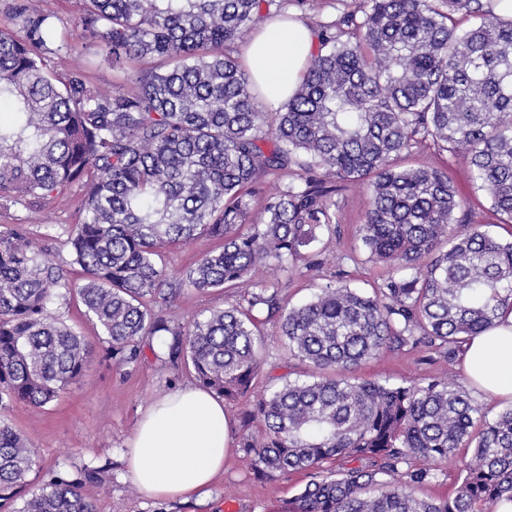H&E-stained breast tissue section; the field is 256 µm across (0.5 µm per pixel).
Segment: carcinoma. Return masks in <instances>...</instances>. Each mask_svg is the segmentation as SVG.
<instances>
[{
  "mask_svg": "<svg viewBox=\"0 0 512 512\" xmlns=\"http://www.w3.org/2000/svg\"><path fill=\"white\" fill-rule=\"evenodd\" d=\"M291 0H84L75 34L98 42L112 66L153 57L169 64L112 94L81 69L53 73L69 48L52 40V17L36 0H13L21 32L0 29V201L58 196L81 185L83 218L68 232L72 285L62 266L19 230L0 233V411L41 408L80 382L92 348L49 307L76 290L116 364L137 361L156 341L169 361H191L199 386L227 401L261 373L260 319L279 323L305 381L280 378L243 416L254 475L306 471L289 512H494L512 500V406L495 417L446 378L391 384L324 377L407 344L452 361L466 337L512 310V239L470 222L447 172L394 160L428 146L462 155L512 223V17L482 0H370L319 31V47L279 111L260 104L237 47L264 18L288 19ZM482 22L461 34L454 15ZM272 182L260 221L246 224L245 196ZM349 185L367 188L358 235L393 267L371 295L338 281L308 303L285 301L277 281L255 280L259 264L307 261L317 230L335 223ZM201 236L223 241L178 280L160 249ZM237 286L242 302L201 313L184 327L148 302ZM462 459L452 497L419 499L436 474L418 460ZM35 452L0 418V508L96 512L82 494L102 470L31 486ZM391 477L381 481L379 477Z\"/></svg>",
  "mask_w": 512,
  "mask_h": 512,
  "instance_id": "carcinoma-1",
  "label": "carcinoma"
}]
</instances>
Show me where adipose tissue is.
I'll use <instances>...</instances> for the list:
<instances>
[{
    "label": "adipose tissue",
    "mask_w": 512,
    "mask_h": 512,
    "mask_svg": "<svg viewBox=\"0 0 512 512\" xmlns=\"http://www.w3.org/2000/svg\"><path fill=\"white\" fill-rule=\"evenodd\" d=\"M316 40L303 21H266L241 47L244 69L271 107L297 89ZM462 367L470 387L491 401L512 402V313L471 337L463 346ZM229 446L223 403L193 385L176 389L150 406L128 443L127 472L140 494L170 500L209 496L224 470Z\"/></svg>",
    "instance_id": "ef3b65f1"
}]
</instances>
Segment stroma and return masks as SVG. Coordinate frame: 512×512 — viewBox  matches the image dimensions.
Segmentation results:
<instances>
[{
    "instance_id": "1",
    "label": "stroma",
    "mask_w": 512,
    "mask_h": 512,
    "mask_svg": "<svg viewBox=\"0 0 512 512\" xmlns=\"http://www.w3.org/2000/svg\"><path fill=\"white\" fill-rule=\"evenodd\" d=\"M83 0H40L39 6L53 16L57 37L67 39L70 47L52 59L57 75L80 68L93 87L127 93L134 89L136 73L158 67L157 59L146 57L126 69L112 68L104 59L101 47L94 41L74 35L73 23L82 11ZM400 166H431L447 171L463 201L462 213L491 234L505 238L512 229L503 224L493 211L487 195L479 190L467 162L459 156L430 146L421 153L400 159ZM79 188L48 199H25L17 203H0V231L20 229L45 247L59 263L70 260L66 245L67 233L80 222ZM368 195L365 189L349 187L336 197V224L322 229L313 245L321 266L307 270L298 265L290 273L272 266L257 267L258 279H276L289 304L300 305L312 298L317 289L329 280H341L350 287L372 292L388 275L385 264L372 261L362 246L356 230L364 220ZM237 289L183 291L172 302H151L153 313L171 321L186 324L205 311L223 309L238 303ZM55 315L74 327L94 348V355L83 379L69 386L51 404L34 408L15 403L6 411L9 423L27 439L37 452L38 465L29 475L40 483L53 475L71 477L83 467L103 469L108 491L92 484L85 485V495L93 499L97 512H288L290 501L306 484L305 473L296 472L276 480L257 478L242 460L239 444L245 432L243 412L249 398L225 404L230 432V452L206 504L196 499L153 500L143 498L130 480L123 462L126 443L142 414L157 399L186 384H195L191 365L181 360L170 363L144 350L141 358L129 365L106 360L107 344L99 327L84 315L85 308L75 294H67L54 306ZM260 358L271 375L306 372L305 363L291 359L276 322L261 327ZM447 376L449 381L465 384L460 362H446L439 354L424 346H405L388 353L383 359L368 360L350 370V378L401 384L428 376ZM436 481L415 488L423 499L452 496L460 482L462 456L455 453L434 461Z\"/></svg>"
}]
</instances>
